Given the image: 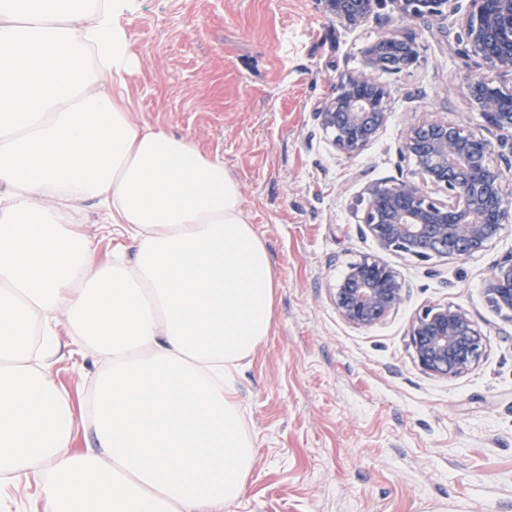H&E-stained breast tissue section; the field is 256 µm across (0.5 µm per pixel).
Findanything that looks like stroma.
Masks as SVG:
<instances>
[{
	"label": "stroma",
	"instance_id": "35a3bbf8",
	"mask_svg": "<svg viewBox=\"0 0 512 512\" xmlns=\"http://www.w3.org/2000/svg\"><path fill=\"white\" fill-rule=\"evenodd\" d=\"M318 2L137 0L124 21L138 59L124 77L134 118L223 159L278 282L271 334L239 378L257 458L228 512H512V313L485 292L512 255V222L473 257L425 261L381 252L363 222L369 185L422 179L400 152L406 128L438 120L498 138L466 97L483 65L465 53L464 13L412 22L397 0H376L348 26ZM384 35L413 37L419 59L375 71L389 121L349 158L319 112ZM366 256L398 271L407 298L359 329L333 296ZM435 304L461 309L484 335L480 362L453 377L413 360L409 324ZM47 364L75 396L106 361L75 353L62 333Z\"/></svg>",
	"mask_w": 512,
	"mask_h": 512
}]
</instances>
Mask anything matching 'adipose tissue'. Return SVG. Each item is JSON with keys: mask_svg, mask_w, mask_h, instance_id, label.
I'll use <instances>...</instances> for the list:
<instances>
[{"mask_svg": "<svg viewBox=\"0 0 512 512\" xmlns=\"http://www.w3.org/2000/svg\"><path fill=\"white\" fill-rule=\"evenodd\" d=\"M135 3L0 0V475L43 512H224L256 462L237 376L277 279L223 161L111 93ZM101 207L104 255L77 220ZM62 309L110 359L77 403L33 345Z\"/></svg>", "mask_w": 512, "mask_h": 512, "instance_id": "ef3b65f1", "label": "adipose tissue"}]
</instances>
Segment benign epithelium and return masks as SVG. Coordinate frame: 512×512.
Here are the masks:
<instances>
[{"label": "benign epithelium", "mask_w": 512, "mask_h": 512, "mask_svg": "<svg viewBox=\"0 0 512 512\" xmlns=\"http://www.w3.org/2000/svg\"><path fill=\"white\" fill-rule=\"evenodd\" d=\"M402 16L411 21L444 16L458 9L457 0H398ZM463 29L472 56L486 73L467 84V97L498 132L512 133V88L497 84L492 73L512 70V0H467ZM374 0H321L322 9L336 20L356 25L369 18ZM404 58L400 68L418 57L416 41L407 36H383ZM369 70L338 78L319 117L334 134L336 148L349 157L364 151L388 122L389 92L373 77L385 69L376 46L367 50ZM497 143L466 132L461 126L431 121L408 128L400 151L414 161L423 183L402 181L368 188L364 224L384 251L418 260L433 256L468 258L484 251L503 233L512 216V195L506 172L490 165ZM446 199L431 196L429 188ZM489 301L512 313V256L500 262L486 280ZM407 288L387 263L364 258L349 267L336 286L335 304L342 319L368 328L403 303ZM413 359L426 373L447 377L470 370L483 355V337L474 320L448 304L428 307L409 325Z\"/></svg>", "instance_id": "obj_1"}]
</instances>
